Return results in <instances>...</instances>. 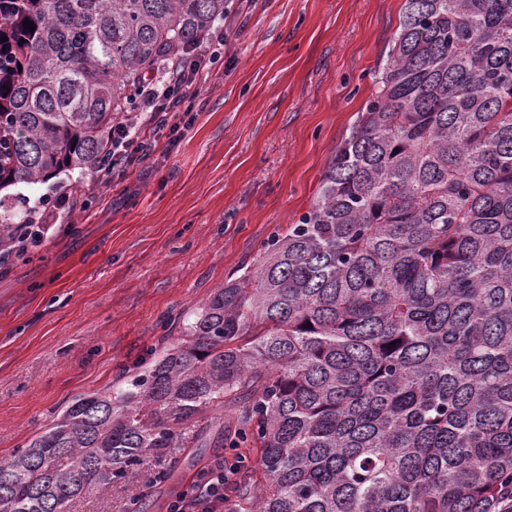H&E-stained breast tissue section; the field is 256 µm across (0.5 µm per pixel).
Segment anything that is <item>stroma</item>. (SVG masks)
<instances>
[{
  "label": "stroma",
  "mask_w": 512,
  "mask_h": 512,
  "mask_svg": "<svg viewBox=\"0 0 512 512\" xmlns=\"http://www.w3.org/2000/svg\"><path fill=\"white\" fill-rule=\"evenodd\" d=\"M404 0H228L227 45L191 100L175 148L152 143L108 184L61 171L0 191V216L27 215L82 186L84 209L0 269V461L76 396L126 387L177 344L224 281L316 199L376 81ZM150 470L69 512H127Z\"/></svg>",
  "instance_id": "1"
}]
</instances>
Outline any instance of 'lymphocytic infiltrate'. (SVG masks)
<instances>
[{
    "label": "lymphocytic infiltrate",
    "mask_w": 512,
    "mask_h": 512,
    "mask_svg": "<svg viewBox=\"0 0 512 512\" xmlns=\"http://www.w3.org/2000/svg\"><path fill=\"white\" fill-rule=\"evenodd\" d=\"M223 45V34L209 36L200 43L193 60L180 56L170 59L164 79L143 81L137 90L134 113L124 115L112 127V152L96 168L101 183L126 174L143 159V126H150L153 136L167 137L172 145L177 143L183 129L193 122L190 113L179 112L178 107L197 95L201 73ZM74 207L68 193L45 199L41 209L32 212L29 223L14 225L12 243L0 248V265L22 255L28 243L52 237L62 212L73 211ZM238 470V465L220 463L200 469L169 503L167 512H224V491L233 484Z\"/></svg>",
    "instance_id": "lymphocytic-infiltrate-1"
}]
</instances>
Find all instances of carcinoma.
Returning <instances> with one entry per match:
<instances>
[{"mask_svg":"<svg viewBox=\"0 0 512 512\" xmlns=\"http://www.w3.org/2000/svg\"><path fill=\"white\" fill-rule=\"evenodd\" d=\"M227 0H0V191L93 169L136 84ZM28 20L31 30L23 25ZM228 512H500L512 490V0H405L376 96L298 223L128 391L0 462V512H68L210 408Z\"/></svg>","mask_w":512,"mask_h":512,"instance_id":"cac0c4a2","label":"carcinoma"}]
</instances>
